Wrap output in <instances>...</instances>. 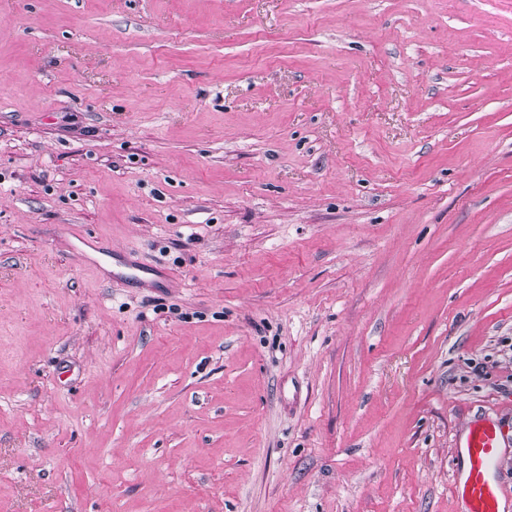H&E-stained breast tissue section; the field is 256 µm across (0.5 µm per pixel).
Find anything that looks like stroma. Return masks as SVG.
Masks as SVG:
<instances>
[{
	"instance_id": "35a3bbf8",
	"label": "stroma",
	"mask_w": 512,
	"mask_h": 512,
	"mask_svg": "<svg viewBox=\"0 0 512 512\" xmlns=\"http://www.w3.org/2000/svg\"><path fill=\"white\" fill-rule=\"evenodd\" d=\"M512 423V0H0V512H462ZM504 437L495 423L478 421L468 427L461 447L466 473L462 481L454 482L455 492L466 503V512H501L503 488L496 475L501 468Z\"/></svg>"
}]
</instances>
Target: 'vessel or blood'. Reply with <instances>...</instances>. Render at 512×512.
<instances>
[{"instance_id": "1", "label": "vessel or blood", "mask_w": 512, "mask_h": 512, "mask_svg": "<svg viewBox=\"0 0 512 512\" xmlns=\"http://www.w3.org/2000/svg\"><path fill=\"white\" fill-rule=\"evenodd\" d=\"M503 439L501 427L484 421L471 424L465 433L466 473L454 487L467 512H500L503 488L496 475L502 463Z\"/></svg>"}]
</instances>
